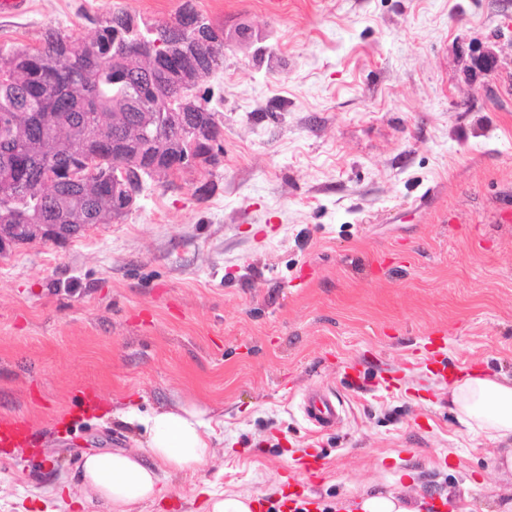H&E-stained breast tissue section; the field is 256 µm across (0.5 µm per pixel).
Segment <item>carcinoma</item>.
I'll return each instance as SVG.
<instances>
[{
    "label": "carcinoma",
    "mask_w": 512,
    "mask_h": 512,
    "mask_svg": "<svg viewBox=\"0 0 512 512\" xmlns=\"http://www.w3.org/2000/svg\"><path fill=\"white\" fill-rule=\"evenodd\" d=\"M199 15L191 0L170 21L149 25L117 10L94 20V35L76 39L60 29L46 31L38 50L0 49V179L37 186L49 180L55 190L41 196L35 215L14 214L0 201V224H91L97 214L112 223V142H125L132 118L140 112H189L208 126V148L224 136L209 100L196 89L200 81L224 71V26L189 54L178 46L193 35ZM144 37L130 35L134 28ZM161 45H156V42ZM158 143H143L145 157L188 144L179 132L164 129ZM83 170L84 181L70 173Z\"/></svg>",
    "instance_id": "carcinoma-1"
}]
</instances>
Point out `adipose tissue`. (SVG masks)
<instances>
[{
	"instance_id": "adipose-tissue-1",
	"label": "adipose tissue",
	"mask_w": 512,
	"mask_h": 512,
	"mask_svg": "<svg viewBox=\"0 0 512 512\" xmlns=\"http://www.w3.org/2000/svg\"><path fill=\"white\" fill-rule=\"evenodd\" d=\"M448 405L464 428L490 439L512 438V376L483 370L459 374L448 385ZM120 416L143 426V454L121 450L83 455L73 477L91 490L93 499L67 498L62 491L48 490L63 512H84L93 501L103 512H129L131 505L160 495L170 472H195L210 453L214 419L196 405L180 403L146 416L130 407Z\"/></svg>"
}]
</instances>
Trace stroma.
<instances>
[{"instance_id": "35a3bbf8", "label": "stroma", "mask_w": 512, "mask_h": 512, "mask_svg": "<svg viewBox=\"0 0 512 512\" xmlns=\"http://www.w3.org/2000/svg\"><path fill=\"white\" fill-rule=\"evenodd\" d=\"M182 2L30 0L0 48ZM195 4L254 37L201 84L224 123L211 195L193 172L155 181L120 221L0 256V417L35 432L0 447V512H44L84 454L141 450L117 410L180 402L217 419L211 455L131 512H199L215 490L273 512L298 483L327 512L389 493L512 512L494 465L512 441L458 424L428 365L512 375V0ZM314 389L343 409L320 433L299 409Z\"/></svg>"}]
</instances>
